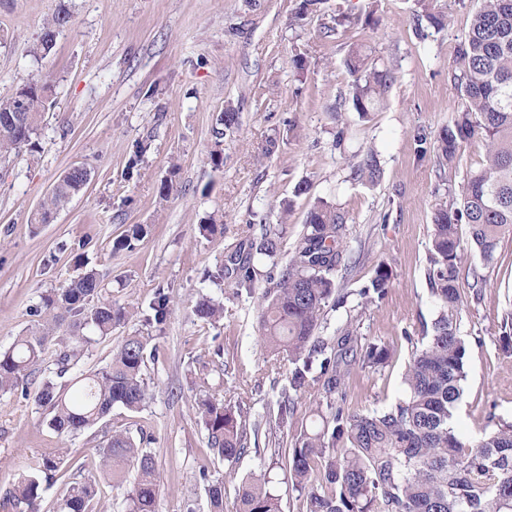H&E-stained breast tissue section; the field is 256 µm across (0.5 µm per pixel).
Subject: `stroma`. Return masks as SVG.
I'll return each instance as SVG.
<instances>
[{"label":"stroma","mask_w":512,"mask_h":512,"mask_svg":"<svg viewBox=\"0 0 512 512\" xmlns=\"http://www.w3.org/2000/svg\"><path fill=\"white\" fill-rule=\"evenodd\" d=\"M301 0H0V97L21 78L53 86L54 105L36 151L0 162V348L35 330L43 296L77 276L85 259L102 281V296L134 308V316L92 343L77 366L89 373L110 360L125 337L156 346L144 367L149 399L140 410L121 407L98 425L64 437L48 425L35 395L53 371L44 360L27 393H0V512H28L10 492L24 464L64 449L76 467L47 488L39 512H55L66 484L96 485V512H124L126 488H115L98 450L112 432L144 442L161 473L159 512H209L206 489L224 485L225 512H235L236 490L264 476L281 512H300L303 499L286 465L294 435L313 417L299 402L288 424L276 423L285 384L258 332V296L237 293L225 269L227 248L246 224L288 221L275 262L285 263L318 202L336 207L348 225L346 252L353 263L336 282L344 303L325 309L320 336L346 326L390 345L392 357L377 372L356 371L346 390L352 410L382 407L404 395L410 337L436 315L426 275L435 211L452 202L460 183L485 155L472 139L452 166L442 165L436 140L460 106L450 70L477 7L476 0H321L299 15ZM71 14L50 52L32 48L59 7ZM432 13L437 29L418 25ZM350 22L336 24L337 15ZM367 46L394 80L379 106L359 117L346 98L348 52ZM308 66L297 76L295 54ZM240 115L233 133L216 140L226 108ZM222 147L224 164L208 156ZM375 150L376 181L350 177L356 154ZM92 178L52 223L34 226L33 212L70 167ZM170 180L167 201L159 187ZM309 191L296 195L300 183ZM223 220V237H204L208 217ZM149 235L134 249L113 251L128 225ZM272 262V263H275ZM391 272L381 304L361 308L356 290L379 263ZM272 263L258 262L259 288ZM224 278L213 279L218 269ZM169 299L164 323L150 321L157 293ZM460 334L468 345L464 393L452 426L467 443L502 421H512V356L503 353L500 325L512 312V240L481 293L461 286ZM203 296L224 306L219 321L193 313ZM213 393L247 414V448L235 460L209 449L195 400Z\"/></svg>","instance_id":"obj_1"}]
</instances>
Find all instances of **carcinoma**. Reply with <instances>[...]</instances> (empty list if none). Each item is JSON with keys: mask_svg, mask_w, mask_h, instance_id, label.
I'll use <instances>...</instances> for the list:
<instances>
[{"mask_svg": "<svg viewBox=\"0 0 512 512\" xmlns=\"http://www.w3.org/2000/svg\"><path fill=\"white\" fill-rule=\"evenodd\" d=\"M70 20V12L60 7L37 50L50 51L55 32ZM344 65L352 77L353 108L364 116L383 100L393 72L358 49ZM452 77L461 107L439 135V160L455 162L475 137L484 140L486 154L480 167L452 191L455 202L434 213L427 276L437 313L418 339L405 335L413 351L404 373V397L366 411L346 408V379L358 368L376 370L386 364L390 349L350 328L333 342L316 335L325 307L340 302L333 274L344 261L346 224L336 208L323 202L311 209L288 264L267 276L271 287L262 292L261 340L267 351L288 363L277 402L278 423L288 422L300 400L308 401L317 417V424L294 437L288 449L291 480L304 492L302 512H512V422L471 445L451 426L466 378L467 348L458 324L460 273L466 271L471 287H486L487 271L496 266L504 239L512 235V0H480L458 46ZM51 95L49 82L31 77L13 96L0 99V158L37 148ZM379 173L371 149L353 166L358 179L374 181ZM90 179L84 166L66 170L30 223H50ZM462 224L468 226L465 240L459 235ZM148 232V225L133 224L112 249L131 250ZM284 235L281 224L258 229L250 224L231 244L227 261L236 272V290L255 292L254 260L275 259ZM470 255L480 264L462 268ZM390 278L388 266L379 264L370 284L358 290L360 306L382 301ZM41 309L44 316L36 330L0 350L1 392L28 382L50 342L61 346L56 365L62 377L88 351L93 337L109 336L131 316L125 307L101 297V281L92 270L43 297ZM194 312L200 319L215 320L223 309L203 296ZM147 352L146 337L128 336L106 366L76 377L72 388L45 380L36 401L49 408V426L72 437L102 421L115 406L139 410L148 397L143 377ZM196 411L209 447L220 457L230 461L244 451L241 407L209 393L198 398ZM98 453L105 475L118 485L127 481L130 468L136 469L126 512H156L160 474L133 437L116 432ZM64 463L63 454L44 455L31 474L20 476L12 496L34 504L43 486L57 481ZM208 496L211 512H224V483L210 485ZM95 497L94 484L72 483L57 500L56 512H93ZM236 512H280L279 501L265 481L254 478L238 487Z\"/></svg>", "mask_w": 512, "mask_h": 512, "instance_id": "carcinoma-1", "label": "carcinoma"}]
</instances>
